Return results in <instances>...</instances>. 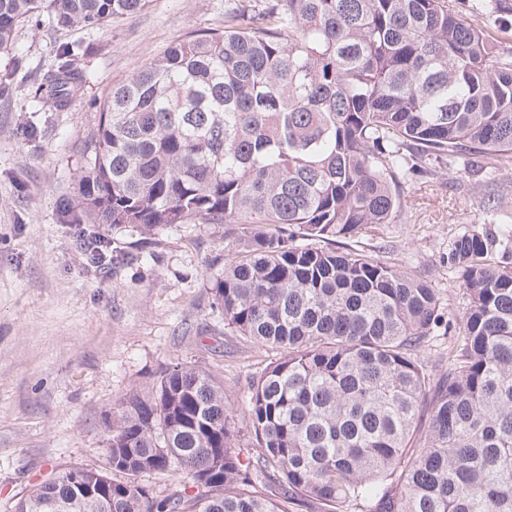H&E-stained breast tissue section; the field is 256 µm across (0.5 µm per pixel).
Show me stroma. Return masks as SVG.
<instances>
[{"instance_id":"1","label":"stroma","mask_w":512,"mask_h":512,"mask_svg":"<svg viewBox=\"0 0 512 512\" xmlns=\"http://www.w3.org/2000/svg\"><path fill=\"white\" fill-rule=\"evenodd\" d=\"M224 2L150 0L101 29L24 22L10 54L0 55V70L13 72L0 93V512L64 466L106 469L108 417L176 362L223 380L241 427L236 445H252L242 428L248 383L279 354L225 331L213 304L204 272L224 264V225L172 224L149 238L116 233L111 261L95 269L78 225L58 219L84 165L95 103L186 34L223 28ZM62 44L86 82L55 112L32 87ZM426 165L430 177L406 185L393 223L365 229L357 247L425 276L458 314L460 274L445 262L448 248L469 230L505 238L494 204L512 203V177L500 176L493 155Z\"/></svg>"}]
</instances>
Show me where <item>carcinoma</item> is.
<instances>
[{"mask_svg":"<svg viewBox=\"0 0 512 512\" xmlns=\"http://www.w3.org/2000/svg\"><path fill=\"white\" fill-rule=\"evenodd\" d=\"M148 3L0 0V52L34 17L105 27ZM83 83L65 46L34 97L59 111ZM478 154L512 158V55L448 0H228L223 30L110 87L61 223L97 226L102 251L127 227L233 225L215 308L280 357L250 385L252 450L224 384L177 363L107 421L108 491L85 496L65 468L14 512H512V266L457 236L453 316L411 269L339 247L392 223L423 158ZM269 469L277 495L257 482ZM144 473L174 487L116 478Z\"/></svg>","mask_w":512,"mask_h":512,"instance_id":"1","label":"carcinoma"}]
</instances>
